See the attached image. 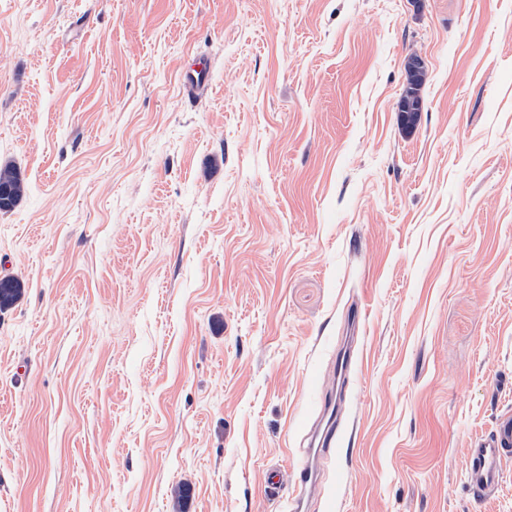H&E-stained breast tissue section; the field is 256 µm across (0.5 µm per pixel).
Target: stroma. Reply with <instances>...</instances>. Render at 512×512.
<instances>
[{"label": "stroma", "instance_id": "stroma-1", "mask_svg": "<svg viewBox=\"0 0 512 512\" xmlns=\"http://www.w3.org/2000/svg\"><path fill=\"white\" fill-rule=\"evenodd\" d=\"M0 161V512H289L350 341L309 512H512V0H0ZM426 76L427 74L424 68L417 71H412L407 68L406 85L400 97L398 106L414 108L420 101V109L416 112H401L400 107H397L400 122H407L409 120L415 122L417 115H419L420 112H423L424 102L420 99H424L422 96V89L426 82ZM0 185L9 188L6 202L4 197L0 196V213L11 212L19 205L26 192V184L20 168L11 162L0 164ZM23 282L12 276L0 278V311L14 305L22 296ZM512 458V414H503L486 435L466 448V479L470 491L487 497L500 485L503 467Z\"/></svg>", "mask_w": 512, "mask_h": 512}]
</instances>
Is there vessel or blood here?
<instances>
[{
    "label": "vessel or blood",
    "mask_w": 512,
    "mask_h": 512,
    "mask_svg": "<svg viewBox=\"0 0 512 512\" xmlns=\"http://www.w3.org/2000/svg\"><path fill=\"white\" fill-rule=\"evenodd\" d=\"M341 430L336 393L325 396L310 443L304 448V462L288 498L289 512H308L309 502L320 480L319 462L323 452L333 448ZM512 459V414H503L486 435L475 438L466 450V479L477 496L491 495L500 485L503 467Z\"/></svg>",
    "instance_id": "b4317fda"
}]
</instances>
